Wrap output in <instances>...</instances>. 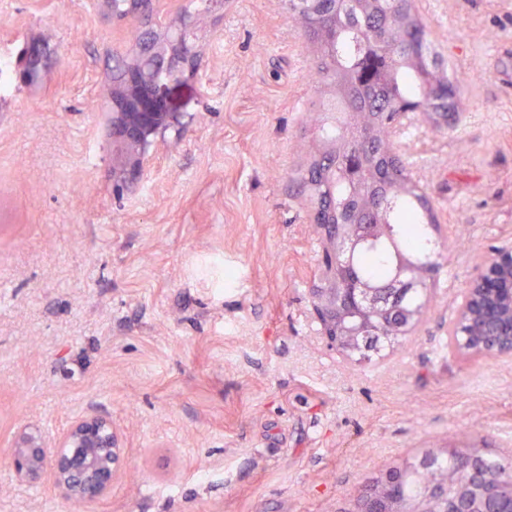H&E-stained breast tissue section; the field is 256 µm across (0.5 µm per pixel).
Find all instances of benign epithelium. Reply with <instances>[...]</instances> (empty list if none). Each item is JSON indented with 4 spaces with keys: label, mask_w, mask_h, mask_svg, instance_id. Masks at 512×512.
Wrapping results in <instances>:
<instances>
[{
    "label": "benign epithelium",
    "mask_w": 512,
    "mask_h": 512,
    "mask_svg": "<svg viewBox=\"0 0 512 512\" xmlns=\"http://www.w3.org/2000/svg\"><path fill=\"white\" fill-rule=\"evenodd\" d=\"M182 28L167 33L154 45L153 54L168 56L188 69L198 64L197 53L181 41ZM392 56L368 53L361 58L356 82L369 84L384 79ZM173 88L159 83L146 62L137 60L126 67L119 83H112L110 97L118 111L112 113V177L123 183L136 181L143 172L146 150L152 140L180 125L172 106ZM328 243L322 263L332 287L317 288L313 310L328 342L343 352H352L363 328L346 324L354 306L365 315L381 314L388 305L378 286L348 276L338 261L347 259L362 245L388 230L386 224L321 225ZM468 318L474 327L469 347L460 350L466 359L512 358V251L497 250L486 257L468 283L456 319ZM124 454L121 436L107 416L90 413L77 418L49 444L42 430L30 424L14 432L9 459L16 477L30 485L51 476L54 486L76 507L95 503L107 496L120 471ZM349 512H387L373 505L367 490L355 498Z\"/></svg>",
    "instance_id": "benign-epithelium-1"
}]
</instances>
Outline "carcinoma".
<instances>
[{
  "instance_id": "obj_1",
  "label": "carcinoma",
  "mask_w": 512,
  "mask_h": 512,
  "mask_svg": "<svg viewBox=\"0 0 512 512\" xmlns=\"http://www.w3.org/2000/svg\"><path fill=\"white\" fill-rule=\"evenodd\" d=\"M290 9L301 14L304 33L319 44L313 78L335 87L344 109L351 114L347 129L329 135L331 152L314 161L302 177L316 200V223L354 224L368 211L390 225L388 235L368 244L353 258L356 273L379 284L388 282L400 265H407L432 279L440 269L431 231L437 229L433 208L421 188L409 177L402 161L384 138L389 116L400 106L414 103L426 109L456 111L460 81L447 80L448 92L433 96L427 89L426 72L417 61L428 47L425 30L412 13L410 0H357L352 15L343 16L344 0H289ZM385 28L389 38L382 47L396 59L382 83L361 85L353 68L365 52V32ZM361 158L360 180L351 184L342 175L343 160L350 154ZM426 299L421 288H409L400 310L387 316L392 335L372 330L359 345L358 355L370 360L385 346L408 331ZM426 455L431 466L409 462L394 468L399 477L398 502L416 498L423 482L436 476L448 480V499L478 482V475L504 478L512 475L501 460L468 448H437Z\"/></svg>"
}]
</instances>
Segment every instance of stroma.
Instances as JSON below:
<instances>
[{"label": "stroma", "instance_id": "obj_1", "mask_svg": "<svg viewBox=\"0 0 512 512\" xmlns=\"http://www.w3.org/2000/svg\"><path fill=\"white\" fill-rule=\"evenodd\" d=\"M453 121L409 112L388 139L429 198L441 269L412 335L373 362L313 314L325 236L301 177L340 114L288 0H0V55L45 51L0 95V448L90 411L123 439L120 476L76 508L0 460V512H349L379 473L430 448L512 461V359L450 343L481 261L512 250V0H412ZM190 15L200 54L183 125L112 180V46Z\"/></svg>", "mask_w": 512, "mask_h": 512}]
</instances>
